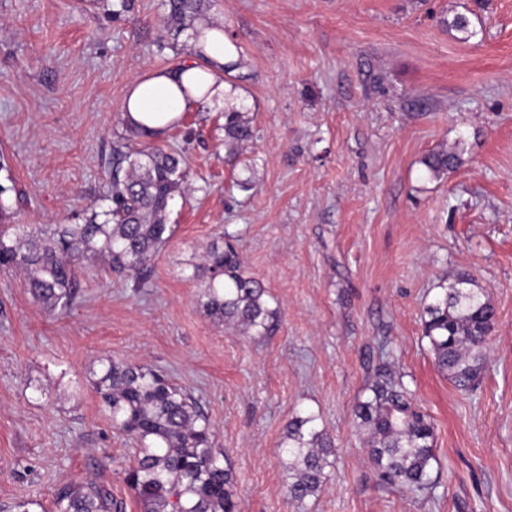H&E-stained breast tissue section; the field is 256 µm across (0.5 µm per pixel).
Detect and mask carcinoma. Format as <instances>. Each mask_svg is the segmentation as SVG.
Wrapping results in <instances>:
<instances>
[{"label": "carcinoma", "instance_id": "cac0c4a2", "mask_svg": "<svg viewBox=\"0 0 512 512\" xmlns=\"http://www.w3.org/2000/svg\"><path fill=\"white\" fill-rule=\"evenodd\" d=\"M168 20L182 28L200 15L201 0H167ZM456 38L477 35L465 15L448 22ZM125 124V135L112 145V178L103 211L83 224H43L22 241L6 223L9 207L0 185V270H19L33 298L54 312L71 305L77 278L85 262L101 258L121 278L143 288L150 279L148 262L172 238L167 223L171 201L181 193L186 171L178 154L153 143L139 150L131 144L151 136L148 128ZM255 137L253 117L246 108L224 110L225 161L237 163ZM462 151L444 146L430 151L422 164L440 180L461 164ZM192 278L204 284L200 305L214 319L232 323L243 332L263 335L274 312L266 290L246 273L236 247L224 237L211 243L192 265ZM472 279L456 275L441 286L425 308L423 337L437 369L456 389L469 391L483 371L486 337L493 330L495 308L488 294L471 287ZM94 391L112 421L135 445L134 458L124 469L125 482L141 512H236L233 480L213 448V431L199 401L161 371L148 366L102 363ZM358 402L355 416L366 432L369 462L379 480L391 487L420 491L431 485L436 461L434 430L417 407L402 377L382 365ZM312 418L288 423V493L296 501L321 488L333 454L322 433L306 431ZM56 512H123V503L109 490L88 480L61 489Z\"/></svg>", "mask_w": 512, "mask_h": 512}]
</instances>
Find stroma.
I'll return each instance as SVG.
<instances>
[{
	"mask_svg": "<svg viewBox=\"0 0 512 512\" xmlns=\"http://www.w3.org/2000/svg\"><path fill=\"white\" fill-rule=\"evenodd\" d=\"M0 0V185L12 223L81 224L106 209L129 83L189 58L164 0ZM240 47L256 137L224 161V116L192 110L159 138L182 153L170 241L134 288L86 266L51 314L0 271V512H53L62 487L103 483L126 512L132 443L93 389L104 359L148 365L192 393L230 464L242 512H512V0H205ZM470 18L457 40L444 24ZM462 144L430 178L422 158ZM252 188H237L241 179ZM268 291L272 330L214 322L191 265L221 233ZM468 273L496 310L477 386L433 360L422 317ZM435 430L433 484L380 483L353 415L380 365ZM335 448L320 491L288 495L287 425Z\"/></svg>",
	"mask_w": 512,
	"mask_h": 512,
	"instance_id": "obj_1",
	"label": "stroma"
}]
</instances>
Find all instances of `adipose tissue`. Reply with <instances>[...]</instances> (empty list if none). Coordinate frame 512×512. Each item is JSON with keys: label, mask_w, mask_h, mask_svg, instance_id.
Listing matches in <instances>:
<instances>
[{"label": "adipose tissue", "mask_w": 512, "mask_h": 512, "mask_svg": "<svg viewBox=\"0 0 512 512\" xmlns=\"http://www.w3.org/2000/svg\"><path fill=\"white\" fill-rule=\"evenodd\" d=\"M191 51H204L207 62L184 70L151 71L128 86L124 110L130 123H141L165 135L182 112L200 107L240 106L242 97L224 79V66L233 62V46L221 24L207 17L194 19L187 28Z\"/></svg>", "instance_id": "1"}]
</instances>
